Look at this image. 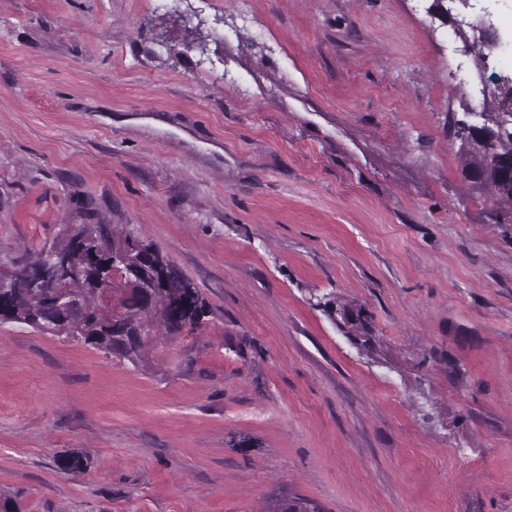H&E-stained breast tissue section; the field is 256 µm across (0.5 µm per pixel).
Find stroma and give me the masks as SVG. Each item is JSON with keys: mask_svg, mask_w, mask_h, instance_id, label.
Segmentation results:
<instances>
[{"mask_svg": "<svg viewBox=\"0 0 512 512\" xmlns=\"http://www.w3.org/2000/svg\"><path fill=\"white\" fill-rule=\"evenodd\" d=\"M169 2L0 0V272L130 226L210 308L134 364L0 323V504L512 512V234L448 131L474 55L433 0ZM336 311L340 318L336 320V325L341 329L348 327L350 331H355L353 340L360 342L363 348H371L374 336H372L371 317L366 310L361 306L344 304Z\"/></svg>", "mask_w": 512, "mask_h": 512, "instance_id": "35a3bbf8", "label": "stroma"}]
</instances>
